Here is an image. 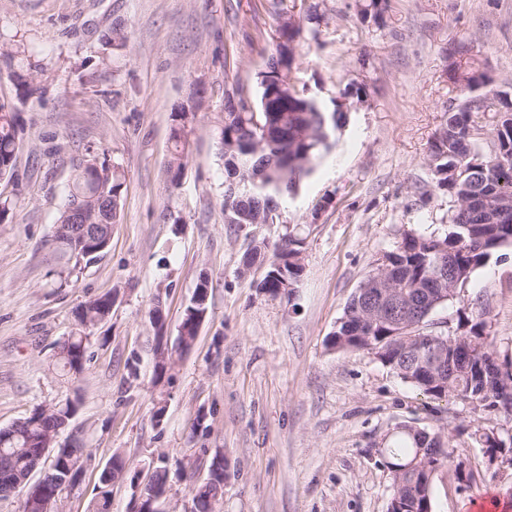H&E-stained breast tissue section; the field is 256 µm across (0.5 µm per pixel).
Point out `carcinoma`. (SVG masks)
<instances>
[{
	"mask_svg": "<svg viewBox=\"0 0 512 512\" xmlns=\"http://www.w3.org/2000/svg\"><path fill=\"white\" fill-rule=\"evenodd\" d=\"M258 111H226L220 127V157L225 178L246 176L260 171L256 181L247 179L248 196L224 195V223L233 228L250 224L258 212L277 210L286 197L295 196L315 172L319 160L333 146L335 132L346 123V111L336 106L326 111L313 97L298 90L288 102L286 112L263 111L264 99L277 91L279 74L259 73ZM452 79L468 91L448 110V118L437 130L430 148V161L439 176V184L453 199L450 228L441 235L424 236L412 231L402 234L397 245L386 253L349 300L344 315L331 334L330 345L344 352L369 351L401 379L422 395L434 400H453L482 410L493 411L512 422V398H502L505 387L512 388V372L492 370L486 360L495 355V337L488 330V301L475 303L471 313L457 311L453 333L424 330L427 318L456 298L476 269L493 252L512 247V208L503 207L486 219L480 200L498 194L512 195V118L504 119L494 136L489 166L469 165L470 156L481 151L469 133L471 115L493 106L489 94L473 91L486 83L485 75L474 70L453 71ZM194 113L181 108L174 113L171 132L173 163L181 167L188 146V126ZM16 115L13 107L0 102V178L13 174L17 153ZM124 187V175L107 157L94 156L77 165L73 188L58 223L69 224L79 214L82 222L93 226L100 243L91 249L76 239L54 248L70 262L69 270L79 269L71 261L80 249L83 264L95 261L108 248L109 225L116 223ZM301 241L288 233L280 244L268 251L264 243L252 244L242 255L241 265L248 270L265 267V276L253 282L258 293L271 299L288 294L294 287L302 263ZM208 278L197 285L199 301H190L179 325V334H196L194 318L207 311ZM112 312L111 295L106 294L80 305L75 312L76 330L55 352L60 369L72 374L74 359L86 353V324L105 321ZM420 337L441 338L443 371L429 372L430 356L416 347ZM71 401L51 406L0 429V493L24 494V512H43L41 500L28 495L29 475L43 468L46 459L39 451L53 431L67 427ZM453 435L442 427L428 434L403 430L395 446L387 449L386 464L398 468L391 476L392 491L399 494L404 512H432L431 482L436 471L454 459ZM481 447L495 451L512 448V435L489 431L475 434ZM428 449L412 467L418 450ZM125 459L116 454L100 475V497L95 512H110V487L125 471ZM168 481L165 466L153 468L140 489V497L149 500L163 493ZM224 497V485L208 479L191 488L192 512H216Z\"/></svg>",
	"mask_w": 512,
	"mask_h": 512,
	"instance_id": "cac0c4a2",
	"label": "carcinoma"
}]
</instances>
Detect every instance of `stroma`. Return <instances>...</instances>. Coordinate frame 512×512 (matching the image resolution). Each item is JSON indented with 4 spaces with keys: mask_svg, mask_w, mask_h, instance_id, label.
Returning <instances> with one entry per match:
<instances>
[{
    "mask_svg": "<svg viewBox=\"0 0 512 512\" xmlns=\"http://www.w3.org/2000/svg\"><path fill=\"white\" fill-rule=\"evenodd\" d=\"M284 0L301 27L293 74L326 108L364 100L276 224L224 222L218 127L224 93L258 95L257 74L277 43L265 0H0V41L12 68L34 72L25 95L0 64V101L19 128L12 177L0 179V428L71 399L58 441L78 439L79 481L56 512H92L113 454L126 461L111 512H132L153 459L169 481L162 512H188L191 478L215 455L226 463L221 512H387L385 450L401 427L454 432L456 458L477 478L459 488L453 468L432 481L433 512H469L492 497L512 512V469L486 468L478 428L503 431L499 414L430 399L367 352L333 349L345 306L402 232L447 229L453 202L429 163L436 131L461 92L451 70L467 61L512 99V0ZM317 9L320 22L309 21ZM266 37L258 41L255 31ZM466 54H459V46ZM195 104L180 170L170 167L172 114ZM106 155L125 183L112 242L97 263L68 272L53 233L87 151ZM303 240L291 295L270 299L242 272L251 241ZM208 311L169 377L154 379L157 348L174 349L200 278ZM118 298L88 339L83 374L64 381L50 364L75 328V310ZM490 303L491 333L512 369V248L492 254L458 296L430 317L453 331L456 311ZM163 328L148 319L154 304ZM165 399L162 422L154 401Z\"/></svg>",
    "mask_w": 512,
    "mask_h": 512,
    "instance_id": "stroma-1",
    "label": "stroma"
}]
</instances>
